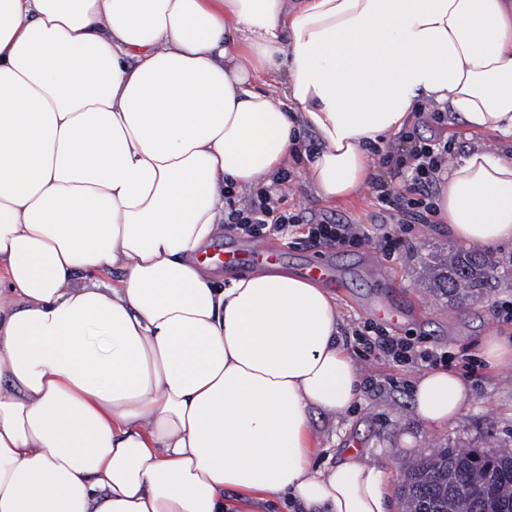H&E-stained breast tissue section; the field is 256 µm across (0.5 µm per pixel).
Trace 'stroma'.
I'll list each match as a JSON object with an SVG mask.
<instances>
[{
    "label": "stroma",
    "instance_id": "obj_1",
    "mask_svg": "<svg viewBox=\"0 0 512 512\" xmlns=\"http://www.w3.org/2000/svg\"><path fill=\"white\" fill-rule=\"evenodd\" d=\"M417 139H440L449 153L473 144H490L491 132L464 138L462 132L424 118L415 130ZM287 182L273 187L279 211L298 217L299 227L282 235L269 230L250 237L232 229L215 240V247L246 251L266 247L275 263L297 271L321 265L327 270L323 284L337 297L342 334L362 377V397L346 414H319L314 422L318 460L329 450L355 442L367 451L369 463L383 470L392 494L404 480L402 460H412L435 448H477L493 452L512 448V359L495 368L479 356L484 342L498 337L512 341V321L503 320V304L512 302V245L485 250L493 276L482 296L451 306L429 286L433 259L460 251L447 226L397 224L391 211L378 201L381 190L394 186L388 166L376 164L369 186L359 195L336 203L318 198L300 164H292ZM332 219L366 225L370 234L385 230L402 239L404 246L384 256L371 245L326 247L306 239L307 227ZM371 326L403 338L421 350L448 352V368L459 372L473 387L464 414L448 426L436 428L418 419L411 406L415 379L427 371L421 361L396 362L368 356L358 330Z\"/></svg>",
    "mask_w": 512,
    "mask_h": 512
}]
</instances>
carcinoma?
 <instances>
[{
  "mask_svg": "<svg viewBox=\"0 0 512 512\" xmlns=\"http://www.w3.org/2000/svg\"><path fill=\"white\" fill-rule=\"evenodd\" d=\"M489 261L475 252H456L432 268V289L461 302L476 297L488 284ZM488 490L512 512V449L487 453L474 448H439L405 470L404 512H457L464 492Z\"/></svg>",
  "mask_w": 512,
  "mask_h": 512,
  "instance_id": "cac0c4a2",
  "label": "carcinoma"
}]
</instances>
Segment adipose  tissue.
Here are the masks:
<instances>
[{"mask_svg": "<svg viewBox=\"0 0 512 512\" xmlns=\"http://www.w3.org/2000/svg\"><path fill=\"white\" fill-rule=\"evenodd\" d=\"M423 105L500 137L439 221L512 244V0H0V512H391L365 455L315 460L312 416L360 395L335 296L205 254L225 188L300 156L352 198ZM470 394L436 367L412 407Z\"/></svg>", "mask_w": 512, "mask_h": 512, "instance_id": "obj_1", "label": "adipose tissue"}]
</instances>
